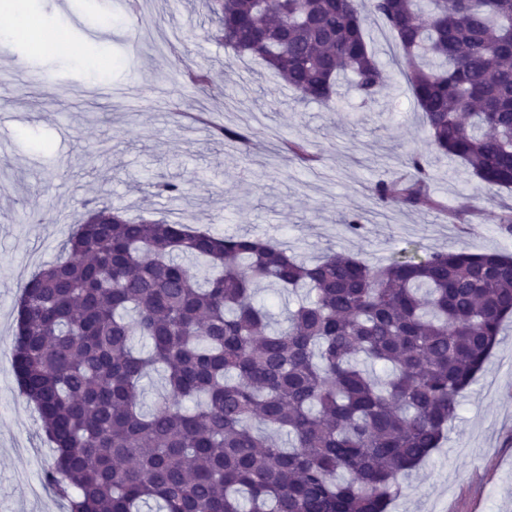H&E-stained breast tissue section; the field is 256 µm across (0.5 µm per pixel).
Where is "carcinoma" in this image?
Instances as JSON below:
<instances>
[{
    "instance_id": "cac0c4a2",
    "label": "carcinoma",
    "mask_w": 512,
    "mask_h": 512,
    "mask_svg": "<svg viewBox=\"0 0 512 512\" xmlns=\"http://www.w3.org/2000/svg\"><path fill=\"white\" fill-rule=\"evenodd\" d=\"M205 2L224 47L301 100L337 105L344 73L370 99L385 85L361 0ZM369 11L399 41L432 148L511 189L512 0ZM280 151L311 161L297 141ZM409 169L378 199L429 204L427 161ZM63 251L23 284L12 341L53 451L43 480L68 512H389L512 316V255L497 252L307 263L259 236L134 222L108 204ZM261 282L297 297L284 325L256 300ZM159 369L164 393L145 413L143 380Z\"/></svg>"
}]
</instances>
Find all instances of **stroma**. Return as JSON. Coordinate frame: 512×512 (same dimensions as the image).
<instances>
[{
  "mask_svg": "<svg viewBox=\"0 0 512 512\" xmlns=\"http://www.w3.org/2000/svg\"><path fill=\"white\" fill-rule=\"evenodd\" d=\"M24 9L68 48L0 44V512H66L42 486L53 457L19 391L11 338L21 285L61 255L84 201L260 236L308 261L332 249L380 265L411 244L512 254V234L498 228L512 191L432 150L396 64L399 42L377 18L367 31L384 90L367 103L343 85L328 110L297 102L259 62L232 57L211 38L215 24L198 0H136L151 24L135 30L114 0H25ZM198 67L210 74L207 88L182 78ZM217 126L245 131L247 147L225 148ZM285 139L303 142L313 165L284 160ZM416 154L429 164L434 206L379 203L375 185L393 182ZM175 177L185 196L159 193ZM353 214L357 235L344 225ZM390 512H512V318Z\"/></svg>",
  "mask_w": 512,
  "mask_h": 512,
  "instance_id": "stroma-1",
  "label": "stroma"
}]
</instances>
